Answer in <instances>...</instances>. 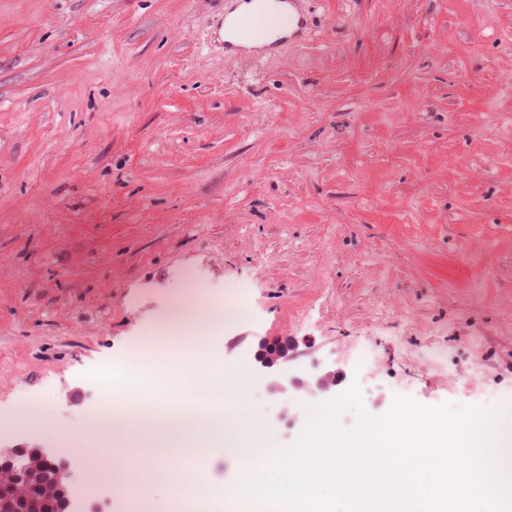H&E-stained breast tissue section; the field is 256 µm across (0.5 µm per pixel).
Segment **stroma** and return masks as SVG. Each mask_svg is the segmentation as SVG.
<instances>
[{
    "label": "stroma",
    "instance_id": "1",
    "mask_svg": "<svg viewBox=\"0 0 512 512\" xmlns=\"http://www.w3.org/2000/svg\"><path fill=\"white\" fill-rule=\"evenodd\" d=\"M236 6L0 0V441L87 512L140 454L89 469L92 419L178 404L207 327L175 308L228 288L214 358L270 447L313 400L269 390L263 338L374 417L512 400V0H301L305 42L256 55L216 39ZM36 450L42 461L51 464L56 469L58 481L70 489V495L67 500L68 512H87L86 510H81L78 506V493L75 490V478L71 466L67 462L57 461L52 453L45 448H36Z\"/></svg>",
    "mask_w": 512,
    "mask_h": 512
}]
</instances>
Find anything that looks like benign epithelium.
Here are the masks:
<instances>
[{"instance_id": "obj_1", "label": "benign epithelium", "mask_w": 512, "mask_h": 512, "mask_svg": "<svg viewBox=\"0 0 512 512\" xmlns=\"http://www.w3.org/2000/svg\"><path fill=\"white\" fill-rule=\"evenodd\" d=\"M298 344L293 339H275L259 341L253 353V359L264 377L270 379V388L274 392L286 393L289 388H303L314 397L336 394V387L342 378L331 370L323 367L321 361L315 359L311 363L312 371L308 378L286 377L289 363L297 357ZM28 449L0 445V457L9 458V465L0 468V474L7 472L13 476L23 473L28 468ZM37 454L47 464L56 469L58 481L70 489L67 500L68 512H83L78 506L75 490L74 472L71 466L56 460L45 448L37 449Z\"/></svg>"}]
</instances>
